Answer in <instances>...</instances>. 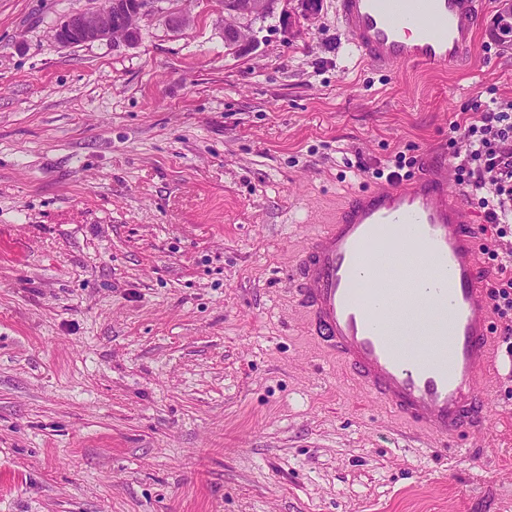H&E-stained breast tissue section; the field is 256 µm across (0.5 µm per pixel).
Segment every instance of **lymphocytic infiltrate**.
<instances>
[{
  "mask_svg": "<svg viewBox=\"0 0 512 512\" xmlns=\"http://www.w3.org/2000/svg\"><path fill=\"white\" fill-rule=\"evenodd\" d=\"M465 143V155L457 167L465 174L462 194L477 198L489 222L480 253L484 261L496 263L502 277L489 296L499 318L512 315V249L502 240L512 236V113L498 102L485 105L475 121L452 123Z\"/></svg>",
  "mask_w": 512,
  "mask_h": 512,
  "instance_id": "1",
  "label": "lymphocytic infiltrate"
}]
</instances>
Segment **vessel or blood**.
<instances>
[{"instance_id":"obj_1","label":"vessel or blood","mask_w":512,"mask_h":512,"mask_svg":"<svg viewBox=\"0 0 512 512\" xmlns=\"http://www.w3.org/2000/svg\"><path fill=\"white\" fill-rule=\"evenodd\" d=\"M477 0H337L349 41L375 67L446 68L474 51ZM405 229L414 247L370 268L381 228ZM481 232L448 187V170L422 158L421 172L354 191L312 233L292 267L294 299L306 333L405 423L449 442L483 429L480 395L490 359L491 307L477 259ZM379 280L354 299L364 277ZM448 308L433 339L404 352L392 321L406 311L430 316Z\"/></svg>"}]
</instances>
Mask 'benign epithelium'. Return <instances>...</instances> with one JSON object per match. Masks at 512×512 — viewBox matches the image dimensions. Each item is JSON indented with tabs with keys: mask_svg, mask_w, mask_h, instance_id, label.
I'll return each instance as SVG.
<instances>
[{
	"mask_svg": "<svg viewBox=\"0 0 512 512\" xmlns=\"http://www.w3.org/2000/svg\"><path fill=\"white\" fill-rule=\"evenodd\" d=\"M161 0H105L99 7L69 15L59 23L55 39L63 45H82L95 41L134 43L139 34L138 20L158 10ZM497 17L504 35H512V0ZM250 13L239 7L237 0H224V43L244 52L251 45L246 35L245 20Z\"/></svg>",
	"mask_w": 512,
	"mask_h": 512,
	"instance_id": "7a95c632",
	"label": "benign epithelium"
}]
</instances>
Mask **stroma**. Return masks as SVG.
<instances>
[{
    "mask_svg": "<svg viewBox=\"0 0 512 512\" xmlns=\"http://www.w3.org/2000/svg\"><path fill=\"white\" fill-rule=\"evenodd\" d=\"M101 2L0 0V512H512V320L443 459L306 343L286 279L396 154L453 167L451 123L512 101L501 0L446 72L374 69L336 0H278L247 52L221 0L55 42Z\"/></svg>",
    "mask_w": 512,
    "mask_h": 512,
    "instance_id": "obj_1",
    "label": "stroma"
}]
</instances>
